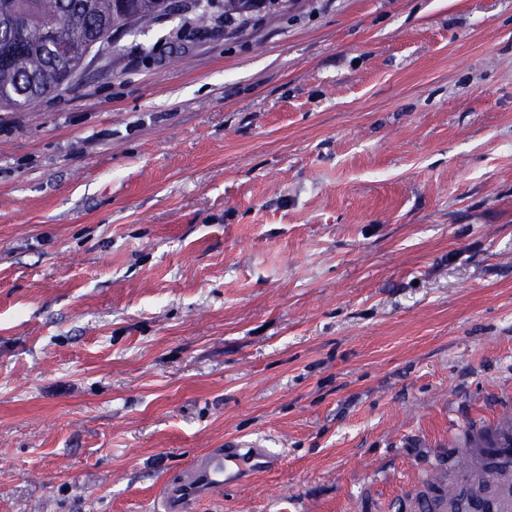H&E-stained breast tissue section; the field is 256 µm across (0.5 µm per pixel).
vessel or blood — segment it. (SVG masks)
<instances>
[{"label":"vessel or blood","instance_id":"obj_1","mask_svg":"<svg viewBox=\"0 0 512 512\" xmlns=\"http://www.w3.org/2000/svg\"><path fill=\"white\" fill-rule=\"evenodd\" d=\"M495 451L512 458V422L501 420L493 427ZM281 460L263 440L248 444L225 442L198 456L184 474L169 484L163 494L161 512H192L194 505L212 490L229 487L246 478L278 467Z\"/></svg>","mask_w":512,"mask_h":512}]
</instances>
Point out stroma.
<instances>
[{"label": "stroma", "instance_id": "1", "mask_svg": "<svg viewBox=\"0 0 512 512\" xmlns=\"http://www.w3.org/2000/svg\"><path fill=\"white\" fill-rule=\"evenodd\" d=\"M0 107V512H417L512 412V0H196ZM287 2L288 0H241L238 9L233 11L236 0H224L226 15H224V20H220L218 24L220 27H224V37L228 38L238 30L250 25L261 14L267 15L284 9L288 5ZM280 463L262 439L249 444L226 441L224 448H211L198 456L178 480L165 488L160 512H191L212 490L238 484Z\"/></svg>", "mask_w": 512, "mask_h": 512}]
</instances>
